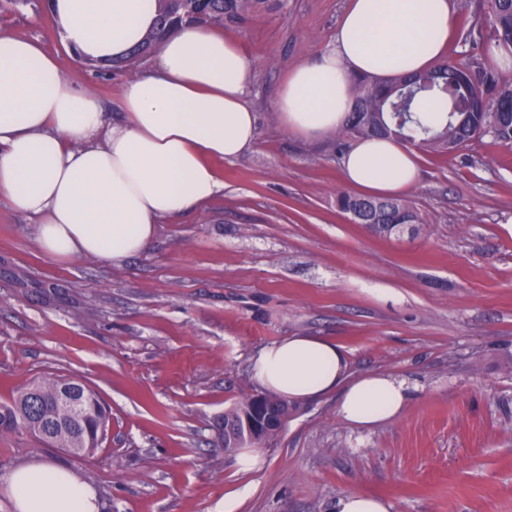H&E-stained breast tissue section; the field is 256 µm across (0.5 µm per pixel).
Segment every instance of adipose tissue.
I'll use <instances>...</instances> for the list:
<instances>
[{"mask_svg": "<svg viewBox=\"0 0 512 512\" xmlns=\"http://www.w3.org/2000/svg\"><path fill=\"white\" fill-rule=\"evenodd\" d=\"M65 49L84 61L125 56L153 30L157 0H50ZM454 28L449 0H348L334 45L293 67L275 109L293 133L319 139L352 109L353 82L435 67ZM253 62L239 44L199 23L160 42L150 69L123 84L120 112L75 87L33 39L0 36V199L35 220L44 253L120 264L175 221L224 191L218 160L254 142L245 99ZM344 183L371 197L414 186L415 152L393 137L356 141ZM336 342L290 336L251 359L255 381L290 403L332 394L344 422L370 428L402 414L410 387L383 373L351 378ZM16 512H99L93 488L69 471L31 463L9 478Z\"/></svg>", "mask_w": 512, "mask_h": 512, "instance_id": "obj_1", "label": "adipose tissue"}]
</instances>
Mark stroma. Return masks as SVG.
<instances>
[{
    "label": "stroma",
    "mask_w": 512,
    "mask_h": 512,
    "mask_svg": "<svg viewBox=\"0 0 512 512\" xmlns=\"http://www.w3.org/2000/svg\"><path fill=\"white\" fill-rule=\"evenodd\" d=\"M347 0H288L227 28L257 62L246 89L256 138L219 162L224 192L158 224L122 264L45 255L29 218L0 201V399L55 373L110 408L93 456L0 441V512L10 474L44 461L76 472L100 512H332L359 492L390 512H512V148L484 136L440 156L417 148L406 199L425 222L391 238L353 223L332 137L289 132L279 80L331 47ZM0 34L31 38L66 79L119 109L128 76L74 59L48 0H0ZM288 336H324L349 371L418 386L404 414L370 429L336 398L299 405L261 462L240 471L216 422L259 390L250 359Z\"/></svg>",
    "instance_id": "obj_1"
}]
</instances>
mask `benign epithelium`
<instances>
[{"instance_id": "1", "label": "benign epithelium", "mask_w": 512, "mask_h": 512, "mask_svg": "<svg viewBox=\"0 0 512 512\" xmlns=\"http://www.w3.org/2000/svg\"><path fill=\"white\" fill-rule=\"evenodd\" d=\"M284 419L274 413L264 394L251 398V411L243 412L233 420L226 421L217 428L218 435L224 436L225 451L233 452L244 444H262L279 434Z\"/></svg>"}]
</instances>
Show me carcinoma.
Masks as SVG:
<instances>
[{
    "mask_svg": "<svg viewBox=\"0 0 512 512\" xmlns=\"http://www.w3.org/2000/svg\"><path fill=\"white\" fill-rule=\"evenodd\" d=\"M287 2L158 0L156 30L126 56L112 61V66L135 72L156 42L186 22L228 28L262 11L281 10ZM486 32L494 48L512 54V0H477L466 37L476 48ZM423 99L439 104L444 113L440 125L433 127L418 116L417 106ZM390 135L439 155L461 151L486 135L511 148L512 83L501 81L478 53L464 62L446 60L410 76L358 80L348 119L336 131L334 151L342 156L351 139ZM336 205L353 223L380 236L398 235L405 224L423 223L418 208L404 199L340 193ZM109 422L107 407L88 384L54 373L34 379L10 399L0 401V437L25 434L36 450L60 448L77 458L100 447Z\"/></svg>",
    "mask_w": 512,
    "mask_h": 512,
    "instance_id": "cac0c4a2",
    "label": "carcinoma"
}]
</instances>
